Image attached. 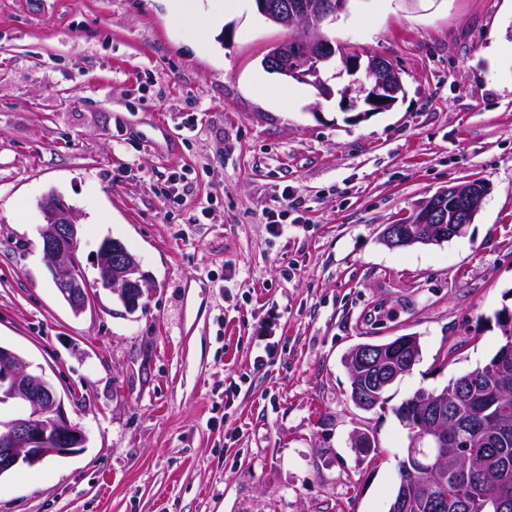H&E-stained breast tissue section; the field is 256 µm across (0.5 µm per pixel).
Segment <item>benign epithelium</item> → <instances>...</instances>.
Segmentation results:
<instances>
[{
  "label": "benign epithelium",
  "mask_w": 512,
  "mask_h": 512,
  "mask_svg": "<svg viewBox=\"0 0 512 512\" xmlns=\"http://www.w3.org/2000/svg\"><path fill=\"white\" fill-rule=\"evenodd\" d=\"M259 13L283 28L294 27L295 38H284L272 44L265 55L273 70L287 79L318 87L322 93L331 89L321 79L322 64L340 55L344 70L355 75L368 73L372 80L353 79L340 94L353 104L363 103L368 109L357 113L360 120L374 111L387 110L404 92L400 69L392 61L378 56L367 60L335 47L321 32L322 24L347 8L349 0H255ZM486 194L477 180L441 190L421 200L414 211L401 222L388 224L381 241L390 248L415 244L442 243L461 234L479 212ZM44 224L41 238L45 258L53 272L59 293L76 314L82 313L90 298V284L78 257V216L76 210L58 192L51 190L39 201ZM448 224V232L428 230L417 234L412 224ZM99 278L97 283L108 290L129 313L135 312L145 295L148 275L140 260L118 239L106 238L95 254ZM418 337L402 346V355L395 362L387 361L386 347L357 345L345 356L350 378L356 381L367 367L383 366L370 378L373 391L361 398L366 409L374 408L381 392L400 376L408 373L416 361ZM29 363L16 350L0 344V405L10 404L16 413L0 419V476L19 463L29 466L49 456H65L86 442L83 431L68 418L64 399L43 377L28 371ZM447 394L420 391L411 399L408 421L419 429L413 457L417 458L415 479L404 486L405 496L399 501L407 510L411 498L425 487L439 484L453 469L466 482L470 506L478 508L485 499V487L468 483L469 474L479 464L468 455L448 461L446 448L459 440L445 418Z\"/></svg>",
  "instance_id": "7a95c632"
}]
</instances>
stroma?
I'll return each instance as SVG.
<instances>
[{"label": "stroma", "instance_id": "1", "mask_svg": "<svg viewBox=\"0 0 512 512\" xmlns=\"http://www.w3.org/2000/svg\"><path fill=\"white\" fill-rule=\"evenodd\" d=\"M322 31L397 63L404 97L360 120L339 59L329 98L266 70L287 31L254 0L218 25L208 0H0V344L87 437L1 475L0 512H389L409 443L394 408L496 353L512 0H351ZM470 178L487 195L463 234L382 244L385 224ZM52 190L80 217L94 288L79 314L43 253ZM108 237L150 276L131 314L95 284ZM269 319L278 347L258 366ZM406 335L419 361L358 409L345 355Z\"/></svg>", "mask_w": 512, "mask_h": 512}]
</instances>
